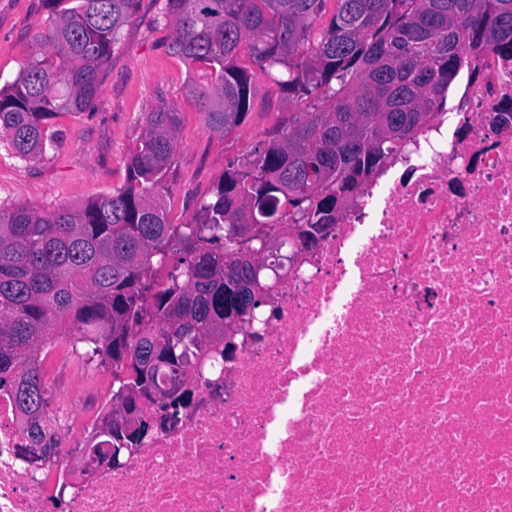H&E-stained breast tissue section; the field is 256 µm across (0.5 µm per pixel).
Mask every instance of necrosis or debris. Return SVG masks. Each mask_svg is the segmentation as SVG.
I'll use <instances>...</instances> for the list:
<instances>
[{
    "label": "necrosis or debris",
    "instance_id": "necrosis-or-debris-1",
    "mask_svg": "<svg viewBox=\"0 0 512 512\" xmlns=\"http://www.w3.org/2000/svg\"><path fill=\"white\" fill-rule=\"evenodd\" d=\"M477 66L457 136L397 147L123 467L71 395L56 445L83 456L26 461L0 390V512H512V60Z\"/></svg>",
    "mask_w": 512,
    "mask_h": 512
}]
</instances>
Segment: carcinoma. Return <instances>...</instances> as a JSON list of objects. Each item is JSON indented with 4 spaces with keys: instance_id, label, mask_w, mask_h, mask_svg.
<instances>
[{
    "instance_id": "cac0c4a2",
    "label": "carcinoma",
    "mask_w": 512,
    "mask_h": 512,
    "mask_svg": "<svg viewBox=\"0 0 512 512\" xmlns=\"http://www.w3.org/2000/svg\"><path fill=\"white\" fill-rule=\"evenodd\" d=\"M37 49L0 87V134L21 160L58 148L62 113L90 109L100 72L140 0H42ZM167 48L198 63L192 86L206 127L230 134L250 107L241 51L288 98L312 111L288 122L251 158L224 170L191 224L170 220L181 113L164 99L131 146L126 181L82 207L0 208V390L9 392L40 460L54 455L48 356L112 370L99 434L135 448L114 414L157 382L155 355L174 366L170 403H190L191 361L173 336H203L190 356L224 342L228 292L253 300L252 278L224 282V238L239 224H333L336 191L380 171L396 147L440 110L459 73L488 49L512 59V0H163ZM176 259L161 279L153 259ZM224 355V352L217 353Z\"/></svg>"
}]
</instances>
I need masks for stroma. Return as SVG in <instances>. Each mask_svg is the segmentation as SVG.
I'll list each match as a JSON object with an SVG mask.
<instances>
[{
    "instance_id": "stroma-1",
    "label": "stroma",
    "mask_w": 512,
    "mask_h": 512,
    "mask_svg": "<svg viewBox=\"0 0 512 512\" xmlns=\"http://www.w3.org/2000/svg\"><path fill=\"white\" fill-rule=\"evenodd\" d=\"M158 8L157 0H141L99 76L90 110L57 117L65 139L56 153L24 162L0 140V207L25 203L46 211L78 208L121 186L128 150L146 112L162 98L182 114L176 184L167 208L173 222L188 224L228 162L269 140L289 113L304 111V103L288 99L253 67L251 106L244 122L227 137L211 132L190 92L199 67L169 52V29L157 21ZM44 18L42 0H0V86L12 81L30 59Z\"/></svg>"
}]
</instances>
